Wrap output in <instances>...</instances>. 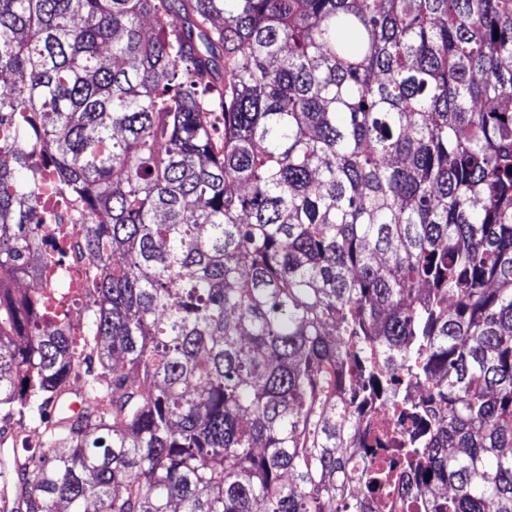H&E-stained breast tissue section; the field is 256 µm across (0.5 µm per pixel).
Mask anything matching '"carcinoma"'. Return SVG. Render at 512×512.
Returning a JSON list of instances; mask_svg holds the SVG:
<instances>
[{"mask_svg": "<svg viewBox=\"0 0 512 512\" xmlns=\"http://www.w3.org/2000/svg\"><path fill=\"white\" fill-rule=\"evenodd\" d=\"M4 75L0 512H512V0H0ZM47 194L50 193L46 190ZM46 242L43 250L55 251L54 239L58 231L66 234V254L62 262L47 270L35 288L40 293L50 296L55 308L64 310L65 320L69 325L71 336H86L84 314L79 310L89 288V265L83 258H73L66 262L65 257L77 249L80 241L79 226L84 223V216L70 202L65 193H51L43 208ZM358 418L360 422V427L365 428L370 425H380L384 424L389 428H393L395 426L394 420L389 415V411L383 405H373L368 404L361 408L358 413Z\"/></svg>", "mask_w": 512, "mask_h": 512, "instance_id": "obj_1", "label": "carcinoma"}]
</instances>
